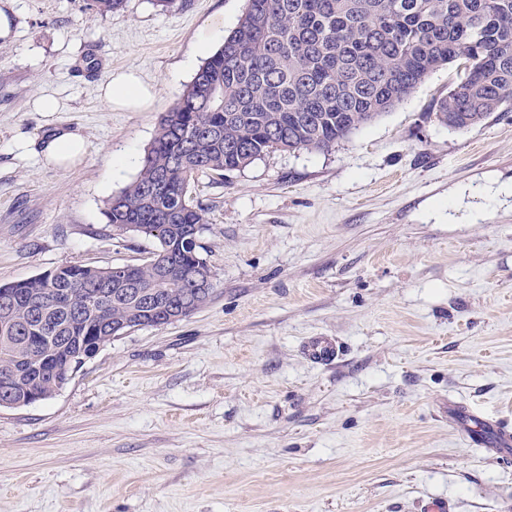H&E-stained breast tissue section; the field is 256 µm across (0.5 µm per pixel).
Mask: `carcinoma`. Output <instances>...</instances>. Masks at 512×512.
I'll return each instance as SVG.
<instances>
[{"instance_id": "carcinoma-1", "label": "carcinoma", "mask_w": 512, "mask_h": 512, "mask_svg": "<svg viewBox=\"0 0 512 512\" xmlns=\"http://www.w3.org/2000/svg\"><path fill=\"white\" fill-rule=\"evenodd\" d=\"M96 14L124 0H88ZM463 67L440 99L438 122L464 130L512 103V0H248L236 28L160 119L135 179L107 201L112 229L135 225L155 249L133 272L146 295L112 281L111 268L64 266L0 284V398L51 397L77 366L81 337L164 325L192 283L158 282L171 264L213 270L187 229L206 223L191 181L242 170L277 150L328 152L408 97L437 67ZM20 357L39 368H23Z\"/></svg>"}]
</instances>
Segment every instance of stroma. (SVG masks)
<instances>
[{
    "instance_id": "stroma-1",
    "label": "stroma",
    "mask_w": 512,
    "mask_h": 512,
    "mask_svg": "<svg viewBox=\"0 0 512 512\" xmlns=\"http://www.w3.org/2000/svg\"><path fill=\"white\" fill-rule=\"evenodd\" d=\"M246 7L0 0V284L148 257L106 202ZM128 71L152 104L108 110L98 86ZM456 79L439 67L331 152L198 175L213 294L0 409V512H512V466L449 413L512 426V108L448 129ZM60 128L85 144L66 166L39 151ZM317 336L334 361L308 358Z\"/></svg>"
}]
</instances>
